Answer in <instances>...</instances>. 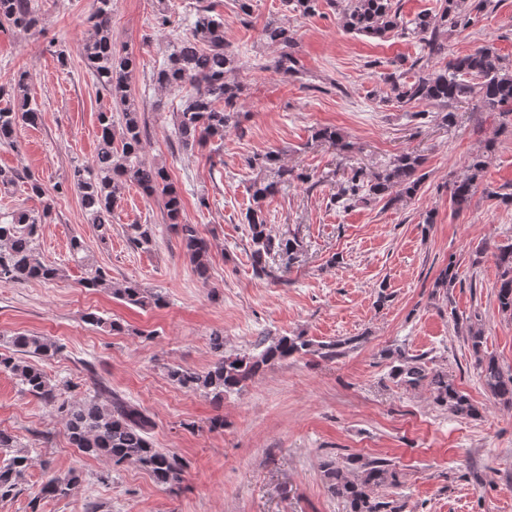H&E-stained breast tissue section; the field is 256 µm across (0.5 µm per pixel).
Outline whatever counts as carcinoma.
I'll return each instance as SVG.
<instances>
[{"mask_svg":"<svg viewBox=\"0 0 512 512\" xmlns=\"http://www.w3.org/2000/svg\"><path fill=\"white\" fill-rule=\"evenodd\" d=\"M112 2L94 0L87 17L90 34L81 43L86 66L103 91L112 96L121 112V127L115 129L112 113L99 114L97 154L89 164L72 167L71 184L78 192L89 223L100 236L108 232L112 207L121 190L132 184L148 198L161 200L166 223L180 238L185 256L198 278L208 279L210 270V243L194 224L182 220V198L170 181L166 168L146 161L147 131L141 119L139 105L129 88L128 79L136 68V58L121 54L112 43ZM333 5L335 0H282L285 7L302 16H313L322 3ZM438 10L421 11L405 16L399 0H350L349 8L341 13V27L353 35L383 38L391 32L417 40L428 55L448 53L442 36L450 30H465L474 22L473 12H482L493 6L494 0H439ZM41 23L32 0H0V26L7 24L24 30H35ZM264 40L280 47L275 63L276 71L284 76L297 72V59L292 53L293 36L288 27L276 20L264 26ZM240 70L238 59L224 43V19L209 5L195 6V17L190 33L176 36L170 43L166 63L153 73L157 88L165 91L193 88L185 107L174 113L175 134L185 147L204 146L208 141L224 139V133L239 124L236 104L243 92L238 80L228 81L227 75ZM30 73H18L12 80L9 104L0 108V146L13 147L20 126H35L41 111L31 103ZM390 86V97L399 103L428 101L446 104L461 98H475L487 112L512 115V61L507 62L490 46H480L464 56L448 60L443 69L429 70L409 81L405 73H389L385 77ZM484 154L476 153L468 159V175L448 186L450 200L460 209L472 197L485 167ZM279 157L269 151L246 158L253 169L275 168L276 180L253 182L254 207L245 213L250 244V259L255 275L269 276V260L275 256L294 264L301 250L298 237L288 233L271 235L262 202L275 192L276 186L290 180L292 170L278 165ZM421 156L404 152L391 166L381 172L367 173L353 168L341 183L334 201L346 207L368 196L387 198V203L414 195L420 185ZM31 194L44 199L39 212L18 211L8 220H0V283L38 281L51 283L62 275V269L45 262L39 252V228L50 217L53 200L39 180L27 177ZM500 269L496 297L501 312L512 316V244L500 246L495 254ZM456 263L448 262L435 280L434 287L444 291L455 287ZM83 285L89 290L104 288L116 298L140 307L158 308L165 304L159 291H151L137 284L114 283L99 268L90 269ZM455 325L465 331L466 341L475 356L480 379L485 389L496 400L512 405V374L501 370L495 357L485 354L484 334L477 323L460 321L452 315ZM220 357L204 372L173 366L170 379L178 386L212 397L217 403L224 394L241 389L266 368L294 355L319 352L325 358H334L353 341H334L315 344L300 334L281 336L262 350L244 354H224V337L211 338ZM14 352L0 354V371L18 380L23 392L53 409L63 420L66 434L82 454L102 459L115 466L131 463L147 471L162 485L181 479L185 463L173 453L154 447L149 434L152 421L142 411L127 405L119 398L108 405L93 395L83 400L61 398L60 388L47 377L42 363L53 358L59 346L44 336L33 333L17 334L10 338ZM391 360L390 375L411 389L422 386L430 391L434 403L456 416L475 417L478 408L456 386L448 375L430 369L424 363L408 358L399 349L385 351ZM31 464L27 453L18 450L0 466V498L15 491L18 481ZM329 492L345 499L349 512H397L391 502L378 496L375 490L397 485L391 462L374 458L362 462L349 458L344 464L329 461L324 465ZM80 482L74 471L63 478H53L40 490L45 498L66 497Z\"/></svg>","mask_w":512,"mask_h":512,"instance_id":"carcinoma-1","label":"carcinoma"}]
</instances>
